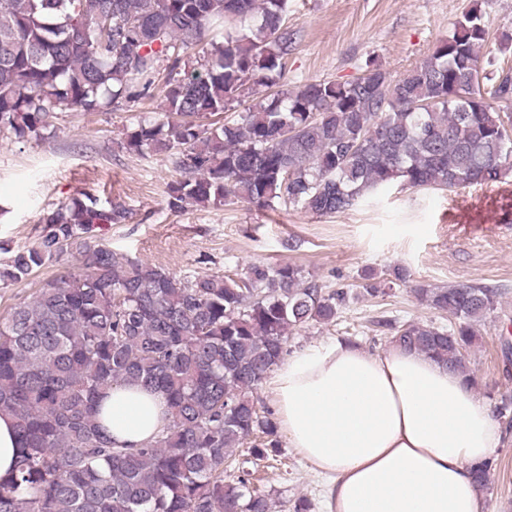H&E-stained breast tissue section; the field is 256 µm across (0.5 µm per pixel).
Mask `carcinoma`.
<instances>
[{
  "mask_svg": "<svg viewBox=\"0 0 512 512\" xmlns=\"http://www.w3.org/2000/svg\"><path fill=\"white\" fill-rule=\"evenodd\" d=\"M290 0H0V133L39 134L59 112L136 102L163 85L165 110L123 147L170 152L184 178L167 208L285 198L305 210L351 209L398 182L452 190L512 174V71L484 58L473 9L423 62L393 80L374 62L352 81L280 80L296 42ZM250 103L221 125L202 120ZM129 211L88 198L43 218L40 242L0 268L19 281L68 250L85 271L46 282L0 316V411L18 448L0 477V512H273L242 475L237 449L276 456L275 423L253 391L290 333L328 322L347 298L291 264L243 280L178 279L89 240ZM450 327L393 320V339L465 371L499 293L482 285L414 289ZM140 385L167 419L139 448H114L99 421L114 386Z\"/></svg>",
  "mask_w": 512,
  "mask_h": 512,
  "instance_id": "cac0c4a2",
  "label": "carcinoma"
}]
</instances>
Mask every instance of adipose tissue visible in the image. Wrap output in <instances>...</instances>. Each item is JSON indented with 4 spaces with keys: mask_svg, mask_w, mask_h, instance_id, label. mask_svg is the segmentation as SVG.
<instances>
[{
    "mask_svg": "<svg viewBox=\"0 0 512 512\" xmlns=\"http://www.w3.org/2000/svg\"><path fill=\"white\" fill-rule=\"evenodd\" d=\"M271 385L291 446L327 483L328 512H488L474 468L503 429L465 374L396 342L371 354L336 340L281 360ZM100 421L117 446L137 448L165 404L117 387Z\"/></svg>",
    "mask_w": 512,
    "mask_h": 512,
    "instance_id": "adipose-tissue-1",
    "label": "adipose tissue"
}]
</instances>
